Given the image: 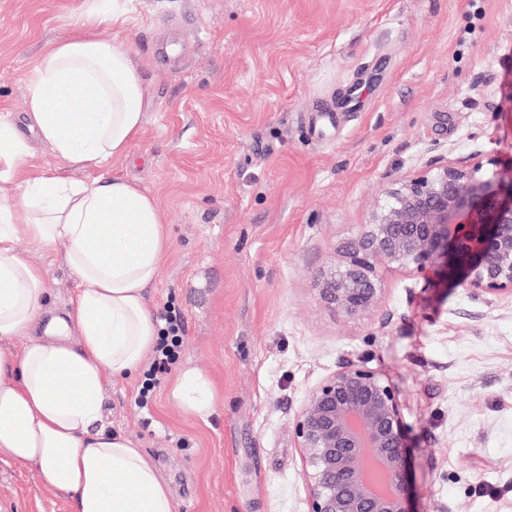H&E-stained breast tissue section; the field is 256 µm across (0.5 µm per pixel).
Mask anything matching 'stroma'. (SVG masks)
<instances>
[{"label": "stroma", "instance_id": "35a3bbf8", "mask_svg": "<svg viewBox=\"0 0 512 512\" xmlns=\"http://www.w3.org/2000/svg\"><path fill=\"white\" fill-rule=\"evenodd\" d=\"M85 0H0V113L22 120L43 46ZM97 33L145 78L144 130L105 177L157 199L172 247L148 292L184 320L177 363L205 371L216 415L194 419L166 374L112 378L104 405L156 466L176 512H307L294 419L308 391L364 359L397 389L420 512H512V297L382 272L365 319L326 308L315 279L395 179L468 158L512 170V0H118ZM317 110L334 126L311 134ZM42 269L47 309L79 282ZM0 512H72L0 454Z\"/></svg>", "mask_w": 512, "mask_h": 512}]
</instances>
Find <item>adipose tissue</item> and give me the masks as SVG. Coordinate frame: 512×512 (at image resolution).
<instances>
[{
    "instance_id": "ef3b65f1",
    "label": "adipose tissue",
    "mask_w": 512,
    "mask_h": 512,
    "mask_svg": "<svg viewBox=\"0 0 512 512\" xmlns=\"http://www.w3.org/2000/svg\"><path fill=\"white\" fill-rule=\"evenodd\" d=\"M120 17L113 0L83 6L78 35L46 44L28 74L26 128L0 114V193L18 198L0 207V342L26 339L19 352L0 350V453L36 466L73 512H176L152 461L107 423L103 402L105 380L135 376L156 341L147 290L171 247L156 198L98 175L144 125L131 46L96 35ZM37 143L86 179L34 170ZM23 238L58 252L83 285L42 336L50 291L19 251ZM168 397L201 421L219 406L209 376L191 365Z\"/></svg>"
}]
</instances>
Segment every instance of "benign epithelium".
<instances>
[{
  "label": "benign epithelium",
  "instance_id": "obj_1",
  "mask_svg": "<svg viewBox=\"0 0 512 512\" xmlns=\"http://www.w3.org/2000/svg\"><path fill=\"white\" fill-rule=\"evenodd\" d=\"M384 268L512 296V174L447 160L394 181L320 272L318 299L346 318L368 317L383 298ZM295 431L308 512H414L399 398L365 362L345 363L310 389Z\"/></svg>",
  "mask_w": 512,
  "mask_h": 512
}]
</instances>
